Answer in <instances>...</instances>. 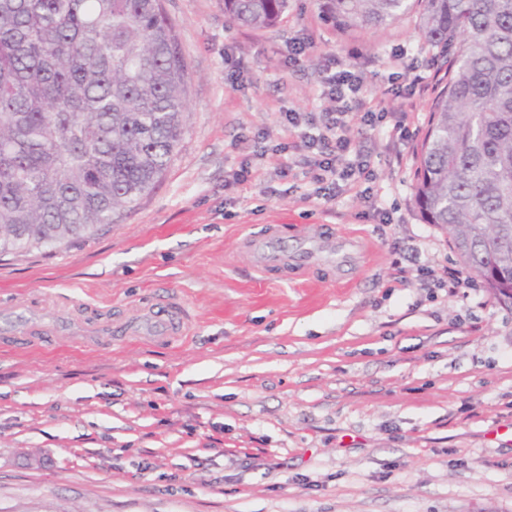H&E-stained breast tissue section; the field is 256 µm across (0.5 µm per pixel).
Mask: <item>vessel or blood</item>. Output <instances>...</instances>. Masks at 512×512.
<instances>
[{
	"label": "vessel or blood",
	"mask_w": 512,
	"mask_h": 512,
	"mask_svg": "<svg viewBox=\"0 0 512 512\" xmlns=\"http://www.w3.org/2000/svg\"><path fill=\"white\" fill-rule=\"evenodd\" d=\"M239 248L261 274L283 280L314 271L343 277L359 265L362 255L353 239L325 226L304 231L290 241L279 234L276 226L268 225L245 235ZM147 322L153 338L173 339L186 334L189 316L184 305L166 304L150 312Z\"/></svg>",
	"instance_id": "vessel-or-blood-1"
}]
</instances>
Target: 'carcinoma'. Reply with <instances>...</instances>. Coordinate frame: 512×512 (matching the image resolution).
<instances>
[{
	"mask_svg": "<svg viewBox=\"0 0 512 512\" xmlns=\"http://www.w3.org/2000/svg\"><path fill=\"white\" fill-rule=\"evenodd\" d=\"M342 33L416 7L452 56L415 197L464 268L512 303V0H321ZM288 0H224L268 28ZM189 64L162 0H0V253L55 248L148 194L184 133Z\"/></svg>",
	"mask_w": 512,
	"mask_h": 512,
	"instance_id": "cac0c4a2",
	"label": "carcinoma"
}]
</instances>
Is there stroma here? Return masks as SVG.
<instances>
[{"label":"stroma","instance_id":"1","mask_svg":"<svg viewBox=\"0 0 512 512\" xmlns=\"http://www.w3.org/2000/svg\"><path fill=\"white\" fill-rule=\"evenodd\" d=\"M163 4L190 66L165 175L68 247L0 255V512H512V304L451 287L464 267L414 196L448 56L414 16L346 35L317 0L256 29L224 0ZM340 67L388 118L351 121L375 181L324 200L285 115L333 111ZM265 224L373 256L264 279L235 244ZM169 301L179 339L72 336Z\"/></svg>","mask_w":512,"mask_h":512}]
</instances>
